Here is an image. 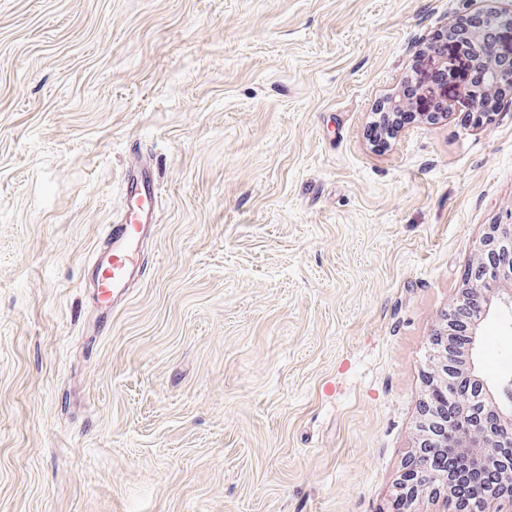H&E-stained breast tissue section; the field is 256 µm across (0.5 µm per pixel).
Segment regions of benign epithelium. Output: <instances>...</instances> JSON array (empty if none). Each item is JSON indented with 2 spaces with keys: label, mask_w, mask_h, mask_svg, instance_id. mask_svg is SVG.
Instances as JSON below:
<instances>
[{
  "label": "benign epithelium",
  "mask_w": 512,
  "mask_h": 512,
  "mask_svg": "<svg viewBox=\"0 0 512 512\" xmlns=\"http://www.w3.org/2000/svg\"><path fill=\"white\" fill-rule=\"evenodd\" d=\"M483 28L479 27L455 39L453 51L441 58L448 72L454 73L466 62V57H476ZM512 97V66H497L491 62L483 65V81L473 88L471 96L490 100L495 106L503 96ZM474 282L458 289L448 310L443 314L442 326L437 330L438 351L433 363V377L443 386L450 387L455 411L451 421L441 423L429 417L424 429L419 431L423 448H438L453 436L455 448L465 462L484 466L490 461L512 465V379L496 384L489 383L481 370L478 353L484 342L486 321L502 308L512 307V224H491L480 239L475 253ZM480 300L479 319L469 327L471 343L464 354L457 358L456 378L448 383V334L456 317L468 309L472 296ZM402 496L413 498L424 491L434 490L426 482L417 465V456L410 455L403 464L400 478Z\"/></svg>",
  "instance_id": "obj_1"
}]
</instances>
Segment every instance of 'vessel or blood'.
Listing matches in <instances>:
<instances>
[{
  "mask_svg": "<svg viewBox=\"0 0 512 512\" xmlns=\"http://www.w3.org/2000/svg\"><path fill=\"white\" fill-rule=\"evenodd\" d=\"M123 193V214L109 225L108 245L95 252L89 264L91 275L86 280L107 309L137 278L141 243L154 234L157 225L158 187L149 167L130 166L123 178Z\"/></svg>",
  "mask_w": 512,
  "mask_h": 512,
  "instance_id": "b4317fda",
  "label": "vessel or blood"
}]
</instances>
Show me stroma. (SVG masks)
Returning <instances> with one entry per match:
<instances>
[{
	"mask_svg": "<svg viewBox=\"0 0 512 512\" xmlns=\"http://www.w3.org/2000/svg\"><path fill=\"white\" fill-rule=\"evenodd\" d=\"M499 0H0V512H397L433 337L512 222V107L372 146ZM149 166L145 273L82 283ZM512 377V313L485 324ZM417 94V83H413V80L406 83L402 92V96L408 101L409 105L404 108L400 109L399 112L391 115V121L389 125V130L387 132H384L379 129V126L377 125V122H375L374 127V137L376 140H381L383 135H388L389 131L397 126H399L401 123L409 120L411 113L408 112H427V111H421L418 108V103L416 99Z\"/></svg>",
	"mask_w": 512,
	"mask_h": 512,
	"instance_id": "35a3bbf8",
	"label": "stroma"
}]
</instances>
